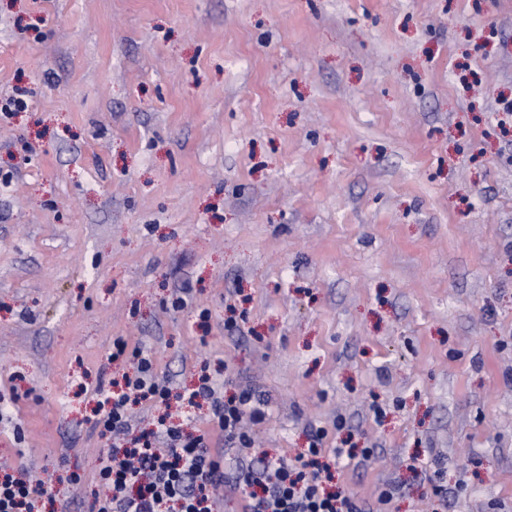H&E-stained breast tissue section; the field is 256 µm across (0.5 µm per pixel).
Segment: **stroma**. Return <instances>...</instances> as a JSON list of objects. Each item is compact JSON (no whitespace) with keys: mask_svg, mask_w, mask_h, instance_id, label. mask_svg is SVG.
<instances>
[{"mask_svg":"<svg viewBox=\"0 0 512 512\" xmlns=\"http://www.w3.org/2000/svg\"><path fill=\"white\" fill-rule=\"evenodd\" d=\"M0 465L82 484L140 347L370 448L371 512H512V0H0ZM183 307H176V300ZM391 489L378 505L381 489Z\"/></svg>","mask_w":512,"mask_h":512,"instance_id":"stroma-1","label":"stroma"}]
</instances>
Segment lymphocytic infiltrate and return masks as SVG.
I'll list each match as a JSON object with an SVG mask.
<instances>
[{"label": "lymphocytic infiltrate", "mask_w": 512, "mask_h": 512, "mask_svg": "<svg viewBox=\"0 0 512 512\" xmlns=\"http://www.w3.org/2000/svg\"><path fill=\"white\" fill-rule=\"evenodd\" d=\"M112 360L125 359L135 367L125 377L123 389L100 392L94 411V426L100 435H112L111 448L100 458L99 478L106 489L98 512H214L217 487L240 492L248 512H363L344 488L326 490L333 475L324 462L322 433H315L306 452L287 460L261 456L260 469L227 473L222 455L212 454L205 435L186 431L172 423L169 414L159 415L149 431L132 433L134 406L166 404L194 407L198 398L212 402V420L224 435L225 446L248 447L241 430L243 417L262 421L266 402L245 389L227 398H217L219 382L201 374L194 389L172 394L158 379L151 359L140 348L114 342ZM61 490L49 478L23 479L0 472V512H36L39 500L55 499Z\"/></svg>", "instance_id": "f902f5d3"}]
</instances>
